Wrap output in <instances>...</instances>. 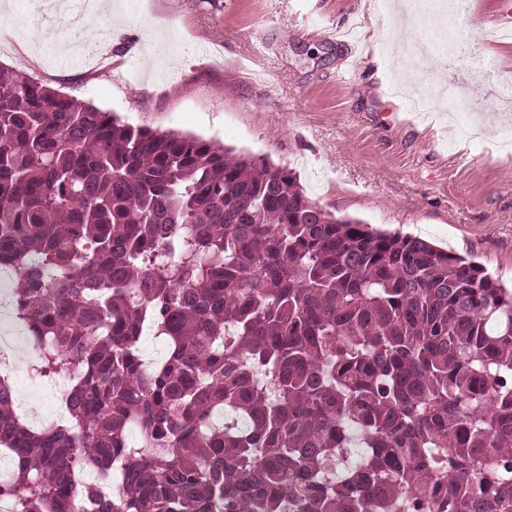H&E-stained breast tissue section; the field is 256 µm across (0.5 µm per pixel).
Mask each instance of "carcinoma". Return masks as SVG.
Returning a JSON list of instances; mask_svg holds the SVG:
<instances>
[{"label":"carcinoma","instance_id":"carcinoma-1","mask_svg":"<svg viewBox=\"0 0 512 512\" xmlns=\"http://www.w3.org/2000/svg\"><path fill=\"white\" fill-rule=\"evenodd\" d=\"M1 264L67 382L0 378L9 512H512V293L286 168L0 68ZM1 333L9 335L15 348L14 380L17 390L18 411L24 414L30 423V416L27 414L29 408L39 406L44 409H49L56 404L53 387L41 384L38 388L33 389L29 386L31 376H29L27 372V363H21V356L23 354L29 358V346L23 327L21 326L20 328L19 324L7 315H2V317L0 316V336Z\"/></svg>","mask_w":512,"mask_h":512}]
</instances>
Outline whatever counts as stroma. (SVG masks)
Listing matches in <instances>:
<instances>
[{"label":"stroma","mask_w":512,"mask_h":512,"mask_svg":"<svg viewBox=\"0 0 512 512\" xmlns=\"http://www.w3.org/2000/svg\"><path fill=\"white\" fill-rule=\"evenodd\" d=\"M506 2L456 5L462 52L422 72L435 15L381 16L372 0H114L75 27L10 0L0 65L125 123L268 158L326 210L420 236L512 289V38L492 28ZM424 78L494 121L472 137L413 111Z\"/></svg>","instance_id":"1"}]
</instances>
